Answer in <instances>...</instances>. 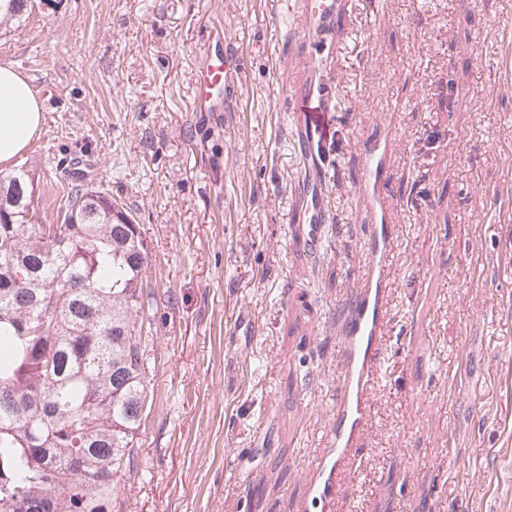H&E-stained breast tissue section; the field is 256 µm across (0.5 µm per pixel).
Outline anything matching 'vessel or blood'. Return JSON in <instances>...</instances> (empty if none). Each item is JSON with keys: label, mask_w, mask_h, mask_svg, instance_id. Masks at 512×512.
<instances>
[{"label": "vessel or blood", "mask_w": 512, "mask_h": 512, "mask_svg": "<svg viewBox=\"0 0 512 512\" xmlns=\"http://www.w3.org/2000/svg\"><path fill=\"white\" fill-rule=\"evenodd\" d=\"M296 5L302 31L336 30L346 19L350 0H296ZM231 67L223 40L208 42L197 63L195 111H222ZM337 117L327 78L309 80L288 97L290 140L301 165L297 179L301 210L294 249L307 259L325 247L326 227L333 221L325 167L338 136ZM360 146L363 167L355 193L358 216L368 226V261L336 320L341 359L329 448L309 474L306 500L292 505L290 512H310L314 504L320 505L321 512H336L342 476L352 469L367 442L369 401L385 365L382 338L392 302L387 261L395 250L387 139L377 134L361 139Z\"/></svg>", "instance_id": "vessel-or-blood-1"}]
</instances>
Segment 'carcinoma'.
Here are the masks:
<instances>
[{"instance_id":"cac0c4a2","label":"carcinoma","mask_w":512,"mask_h":512,"mask_svg":"<svg viewBox=\"0 0 512 512\" xmlns=\"http://www.w3.org/2000/svg\"><path fill=\"white\" fill-rule=\"evenodd\" d=\"M27 0H0V23ZM27 174L0 176V512H105L135 464L147 399L139 225L71 184L35 224Z\"/></svg>"}]
</instances>
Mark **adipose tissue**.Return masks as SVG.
I'll use <instances>...</instances> for the list:
<instances>
[{
  "mask_svg": "<svg viewBox=\"0 0 512 512\" xmlns=\"http://www.w3.org/2000/svg\"><path fill=\"white\" fill-rule=\"evenodd\" d=\"M43 109L27 80L0 66V165L6 166L37 138Z\"/></svg>",
  "mask_w": 512,
  "mask_h": 512,
  "instance_id": "ef3b65f1",
  "label": "adipose tissue"
}]
</instances>
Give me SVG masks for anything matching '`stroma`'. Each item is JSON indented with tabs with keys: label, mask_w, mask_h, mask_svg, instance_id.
<instances>
[{
	"label": "stroma",
	"mask_w": 512,
	"mask_h": 512,
	"mask_svg": "<svg viewBox=\"0 0 512 512\" xmlns=\"http://www.w3.org/2000/svg\"><path fill=\"white\" fill-rule=\"evenodd\" d=\"M294 0H33L0 65L42 102L7 166L40 223L85 169L150 246L138 466L112 512H287L328 446L336 313L368 255L358 137L393 129L387 374L336 512H512V0H353L334 54L336 222L291 247ZM223 34L229 111L192 109Z\"/></svg>",
	"instance_id": "stroma-1"
}]
</instances>
